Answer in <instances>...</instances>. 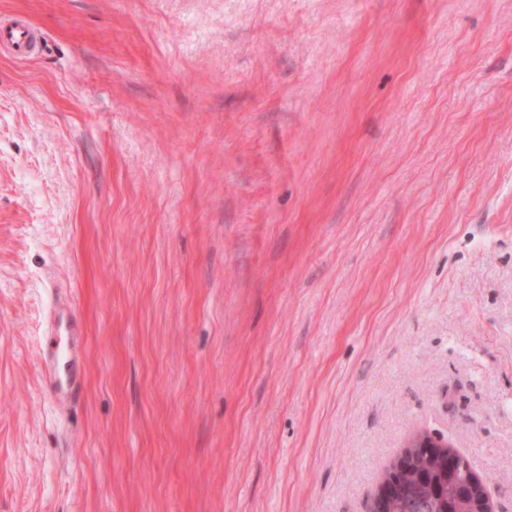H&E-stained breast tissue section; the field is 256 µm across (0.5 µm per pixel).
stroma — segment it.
<instances>
[{"instance_id": "stroma-1", "label": "stroma", "mask_w": 512, "mask_h": 512, "mask_svg": "<svg viewBox=\"0 0 512 512\" xmlns=\"http://www.w3.org/2000/svg\"><path fill=\"white\" fill-rule=\"evenodd\" d=\"M15 15L0 512H369L419 432L512 512V0ZM34 32L24 23H11L0 26V44L14 54H27L34 45ZM65 326L68 330V336L71 337V354L68 360V370L62 373L59 368L57 349H52L49 359H45L43 376L44 391L47 396L59 403H77L83 392V377L78 367V341L81 333L79 332V318L77 311L70 310Z\"/></svg>"}]
</instances>
